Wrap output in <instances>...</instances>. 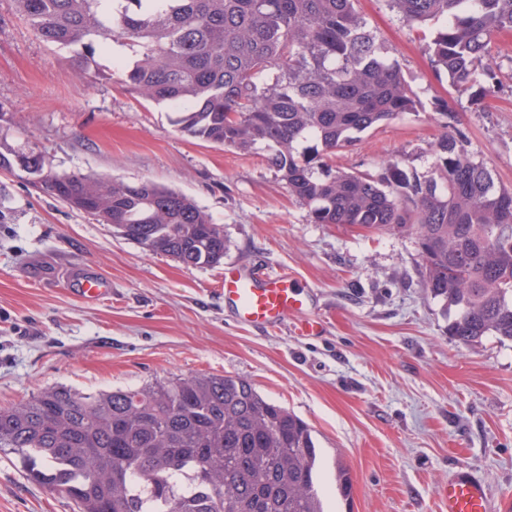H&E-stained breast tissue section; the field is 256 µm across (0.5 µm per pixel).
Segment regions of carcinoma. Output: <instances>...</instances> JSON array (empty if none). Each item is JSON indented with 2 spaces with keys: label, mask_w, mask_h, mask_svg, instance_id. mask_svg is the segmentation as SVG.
<instances>
[{
  "label": "carcinoma",
  "mask_w": 512,
  "mask_h": 512,
  "mask_svg": "<svg viewBox=\"0 0 512 512\" xmlns=\"http://www.w3.org/2000/svg\"><path fill=\"white\" fill-rule=\"evenodd\" d=\"M359 0H14L42 41L81 71L114 43L136 96L176 109L195 139L248 152L262 144L290 195L316 224L417 237L426 289L443 302L448 335L472 345L512 341V189L473 159L461 133L431 147L429 177L388 160L375 173L335 170L337 152L421 100L368 27ZM424 51L481 105L501 83L497 37L512 34V0H385ZM65 204L104 218L144 249L215 267L227 245L194 200L150 181L57 174L40 153L0 152ZM0 448L77 512H326L319 449L298 416L247 380L191 375L82 394L50 387L0 409Z\"/></svg>",
  "instance_id": "cac0c4a2"
}]
</instances>
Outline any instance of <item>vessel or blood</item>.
Here are the masks:
<instances>
[{
	"instance_id": "obj_1",
	"label": "vessel or blood",
	"mask_w": 512,
	"mask_h": 512,
	"mask_svg": "<svg viewBox=\"0 0 512 512\" xmlns=\"http://www.w3.org/2000/svg\"><path fill=\"white\" fill-rule=\"evenodd\" d=\"M78 295L89 302H101L112 296L111 283L102 277H83L78 281ZM224 296L232 300L239 320L271 328L294 319L299 334L317 333L319 323L310 313V299L303 286L285 272L264 268L224 274ZM446 512H493L495 504L486 483L469 469H459L445 490Z\"/></svg>"
}]
</instances>
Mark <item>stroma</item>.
Here are the masks:
<instances>
[{"label": "stroma", "mask_w": 512, "mask_h": 512, "mask_svg": "<svg viewBox=\"0 0 512 512\" xmlns=\"http://www.w3.org/2000/svg\"><path fill=\"white\" fill-rule=\"evenodd\" d=\"M359 10L412 78L423 107L336 156L345 170L395 158L429 176L430 147L466 134L476 160L512 186V80L486 107L456 97L448 78L384 0ZM114 55L98 72L46 44L0 0V143L36 148L48 169L152 181L196 201L224 230L217 267L187 268L116 237L17 175L0 171V408L65 386L95 394L197 374L240 377L307 422L321 453L332 512H444L441 490L460 468L494 495L512 493V343L472 346L448 334L428 293L415 234L312 223L267 162L189 137L168 105L128 92ZM229 266L285 270L309 286L321 334L238 321L221 283ZM107 278L112 298L87 302L72 271ZM346 468L342 496L336 471ZM0 512H75L0 449Z\"/></svg>", "instance_id": "obj_1"}]
</instances>
